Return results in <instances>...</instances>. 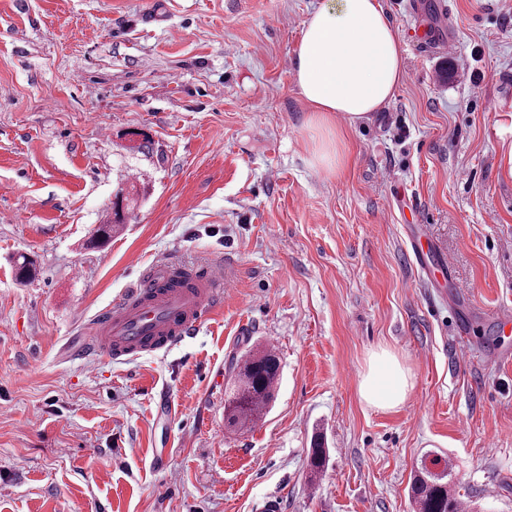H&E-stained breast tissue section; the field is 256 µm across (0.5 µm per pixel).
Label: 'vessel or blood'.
Instances as JSON below:
<instances>
[{"label":"vessel or blood","instance_id":"obj_1","mask_svg":"<svg viewBox=\"0 0 512 512\" xmlns=\"http://www.w3.org/2000/svg\"><path fill=\"white\" fill-rule=\"evenodd\" d=\"M426 234L411 241L412 253L425 273L446 274L450 261L426 245ZM181 272L161 256L140 269L136 285L125 289L99 314L82 347L115 360L167 350L195 333L224 302L230 281L223 265L212 263L189 273L187 286H171Z\"/></svg>","mask_w":512,"mask_h":512}]
</instances>
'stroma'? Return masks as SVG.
Instances as JSON below:
<instances>
[{"instance_id":"stroma-1","label":"stroma","mask_w":512,"mask_h":512,"mask_svg":"<svg viewBox=\"0 0 512 512\" xmlns=\"http://www.w3.org/2000/svg\"><path fill=\"white\" fill-rule=\"evenodd\" d=\"M322 2L0 0V512H413L435 453L463 500L512 512V335L488 316L512 307V0H447L452 60L381 0L402 83L321 128L292 61ZM129 186L123 230L90 247ZM420 224L451 278L415 262ZM160 255L224 263L221 309L161 355L77 356ZM264 345L276 398L229 432V374ZM382 348L413 382L389 410L359 397Z\"/></svg>"}]
</instances>
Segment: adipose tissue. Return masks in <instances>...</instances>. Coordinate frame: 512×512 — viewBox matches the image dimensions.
Wrapping results in <instances>:
<instances>
[{
	"label": "adipose tissue",
	"instance_id": "1",
	"mask_svg": "<svg viewBox=\"0 0 512 512\" xmlns=\"http://www.w3.org/2000/svg\"><path fill=\"white\" fill-rule=\"evenodd\" d=\"M297 88L316 123H355L381 110L403 78L402 40L381 0H326L304 24L293 59ZM411 376L388 350L372 354L359 395L368 406L399 407Z\"/></svg>",
	"mask_w": 512,
	"mask_h": 512
}]
</instances>
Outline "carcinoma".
I'll return each instance as SVG.
<instances>
[{
	"mask_svg": "<svg viewBox=\"0 0 512 512\" xmlns=\"http://www.w3.org/2000/svg\"><path fill=\"white\" fill-rule=\"evenodd\" d=\"M281 375V359L275 349L250 351L237 364L232 382L224 391V424L233 432L250 428L275 397ZM311 477L320 475L327 450L316 440L309 449ZM453 463L438 456L421 460L414 470L409 492L414 512H464L470 508L456 491Z\"/></svg>",
	"mask_w": 512,
	"mask_h": 512,
	"instance_id": "obj_1",
	"label": "carcinoma"
}]
</instances>
